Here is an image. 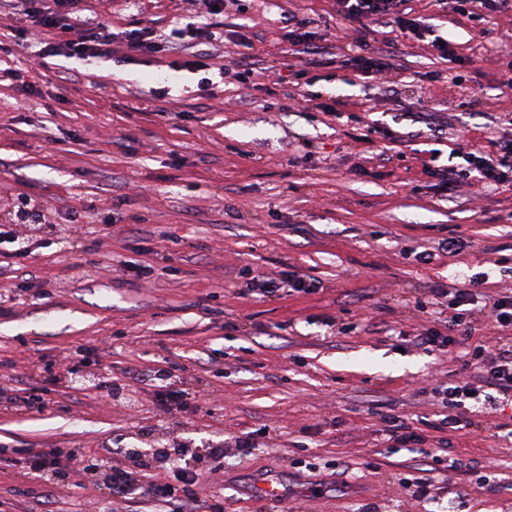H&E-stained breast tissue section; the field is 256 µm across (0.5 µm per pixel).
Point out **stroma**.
Here are the masks:
<instances>
[{
	"label": "stroma",
	"instance_id": "1",
	"mask_svg": "<svg viewBox=\"0 0 512 512\" xmlns=\"http://www.w3.org/2000/svg\"><path fill=\"white\" fill-rule=\"evenodd\" d=\"M82 6L109 21L111 57L32 66L25 17L0 13V228L27 249L0 247L14 295L0 387L46 402H0V512H166L112 499L100 472L38 479L16 451L108 452L169 481L153 453L186 441L204 474L197 512L216 494L224 512H430L399 485L421 457L390 440V414L456 461L439 501L512 512V408L443 432L433 404L493 336L494 299L512 296V271L494 264L512 263V190L439 174L459 151L497 160L512 142V7L479 23L405 0L417 38L345 19L336 0H241L211 19L224 69L204 75L169 63L207 40L133 56L123 37L193 21L189 0ZM301 22L305 47L288 35ZM361 31L384 76L353 64ZM21 197L45 224L16 221ZM448 238L460 253L440 250ZM463 273L485 277L467 297L471 335L415 347L449 334L440 294ZM257 275L278 291L247 295ZM296 281L304 291H288ZM221 440L217 468L206 449ZM482 475L496 491L477 488ZM265 479L280 502L258 497Z\"/></svg>",
	"mask_w": 512,
	"mask_h": 512
}]
</instances>
